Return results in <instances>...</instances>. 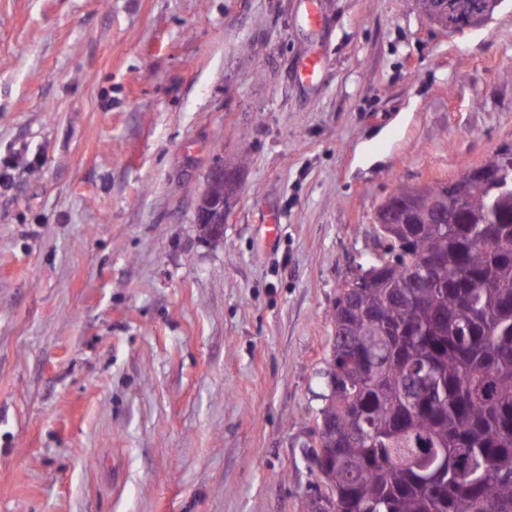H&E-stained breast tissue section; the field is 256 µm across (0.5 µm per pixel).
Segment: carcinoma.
Returning a JSON list of instances; mask_svg holds the SVG:
<instances>
[{"label":"carcinoma","mask_w":512,"mask_h":512,"mask_svg":"<svg viewBox=\"0 0 512 512\" xmlns=\"http://www.w3.org/2000/svg\"><path fill=\"white\" fill-rule=\"evenodd\" d=\"M485 166L505 182L448 183L454 223L396 217L413 254L445 260L432 287H407L401 255L339 289L318 428L335 492L300 512H512V144Z\"/></svg>","instance_id":"obj_1"}]
</instances>
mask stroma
<instances>
[{"label": "stroma", "mask_w": 512, "mask_h": 512, "mask_svg": "<svg viewBox=\"0 0 512 512\" xmlns=\"http://www.w3.org/2000/svg\"><path fill=\"white\" fill-rule=\"evenodd\" d=\"M505 143L512 0H0V512H298L379 208ZM470 0H451L449 2H455L458 8L464 7ZM503 0H472L467 3L464 13L460 17V21L453 14H448V2L432 4L430 5L431 13H426L434 24L440 28L447 30L461 31L462 29L472 28L485 22L499 4ZM446 17V22L443 20ZM458 22V27L457 26ZM448 24V28L446 27ZM240 169L238 165H220L213 168L208 174L205 189L200 196L197 206V224H202L200 227L203 235L215 243L221 241L223 224L227 222L238 199L241 186ZM222 187H224V194H219ZM230 189L231 193H229ZM207 224H218V228L222 231L214 232Z\"/></svg>", "instance_id": "35a3bbf8"}]
</instances>
